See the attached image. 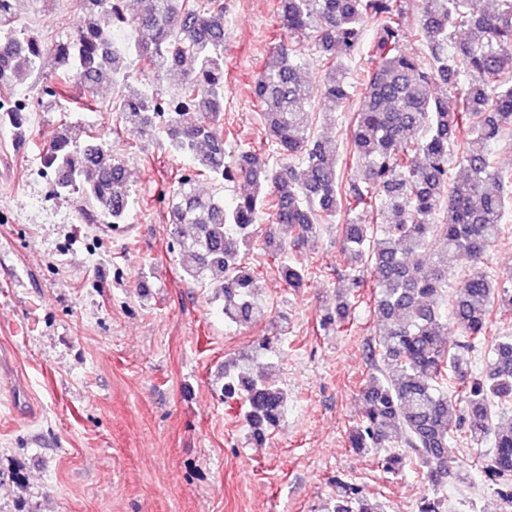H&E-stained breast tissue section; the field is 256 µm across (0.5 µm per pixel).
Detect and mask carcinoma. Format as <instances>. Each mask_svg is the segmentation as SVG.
I'll list each match as a JSON object with an SVG mask.
<instances>
[{
    "instance_id": "carcinoma-1",
    "label": "carcinoma",
    "mask_w": 512,
    "mask_h": 512,
    "mask_svg": "<svg viewBox=\"0 0 512 512\" xmlns=\"http://www.w3.org/2000/svg\"><path fill=\"white\" fill-rule=\"evenodd\" d=\"M496 2L422 0L411 24L406 0H278V42L252 83L266 139L288 158L272 167L260 153L226 149L223 0H78V24L51 43L14 26L20 5L39 12L44 0H0V98L31 76L51 81L58 97L75 81L91 112L96 90L120 81L112 111L124 123L150 135L167 116L170 151L192 165L168 199L171 235L183 271L223 302L228 322L264 316L259 278L247 263L260 215L288 225L291 248L310 252L342 217L337 246L349 288L372 281L376 317L372 372L348 444L387 473L418 470L433 490L418 512H446L434 490L463 480V445L491 441L485 469L512 486V332H491L494 313L512 316V271L491 274L484 262L512 214V169L497 166L491 151L512 137V0ZM370 22L376 27L369 38ZM125 28L133 38L119 45L114 30ZM409 38L421 54L402 49ZM129 55L152 78L174 82L175 92L129 81ZM359 55L369 67L355 97L345 62ZM313 60L325 67L317 85L303 77ZM317 98L329 103V125L356 102L346 133L355 179L337 170L336 141L312 131ZM2 122L20 130L29 113L16 106ZM454 157L468 176L452 184ZM40 158L55 175L54 193L76 199L83 223L126 222L135 199L122 160L103 138L77 144L64 124ZM201 177L244 182L252 191L226 206L224 197L197 191ZM361 213L376 222L363 223ZM454 254L469 269L453 284ZM271 259L285 287H306L300 259L281 245ZM353 313L351 293L339 292L322 325L341 327ZM451 323L463 333L453 348L445 341ZM478 356L485 365L476 373ZM221 391L243 411L251 444L263 445L280 427L288 393L267 366L224 364ZM332 512L385 510L338 481Z\"/></svg>"
}]
</instances>
